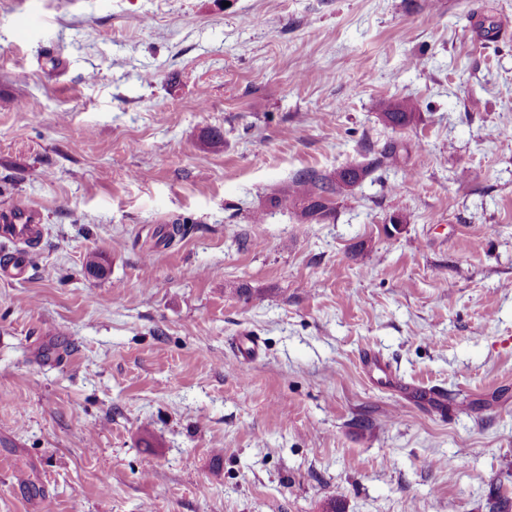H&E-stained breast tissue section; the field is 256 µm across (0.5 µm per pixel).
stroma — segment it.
Returning <instances> with one entry per match:
<instances>
[{"mask_svg": "<svg viewBox=\"0 0 512 512\" xmlns=\"http://www.w3.org/2000/svg\"><path fill=\"white\" fill-rule=\"evenodd\" d=\"M391 140L405 168L334 217L271 207ZM17 204L43 237L0 281V512L512 498V0H0ZM416 108L417 103L411 98H405L400 101H382L380 103L382 117L393 127L407 125Z\"/></svg>", "mask_w": 512, "mask_h": 512, "instance_id": "stroma-1", "label": "stroma"}]
</instances>
